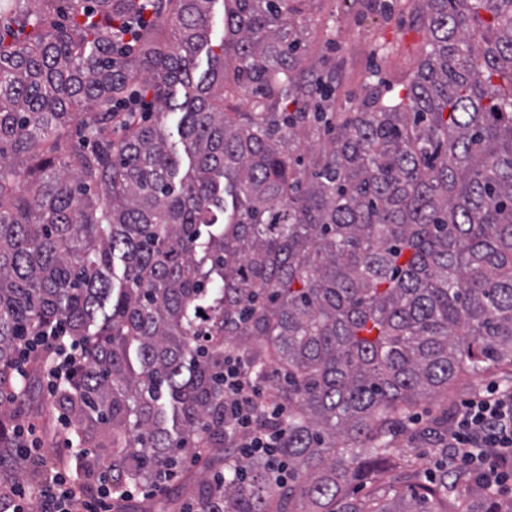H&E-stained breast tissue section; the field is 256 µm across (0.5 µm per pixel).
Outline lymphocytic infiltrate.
I'll use <instances>...</instances> for the list:
<instances>
[{
	"instance_id": "lymphocytic-infiltrate-1",
	"label": "lymphocytic infiltrate",
	"mask_w": 512,
	"mask_h": 512,
	"mask_svg": "<svg viewBox=\"0 0 512 512\" xmlns=\"http://www.w3.org/2000/svg\"><path fill=\"white\" fill-rule=\"evenodd\" d=\"M53 344L58 353L45 371L49 384L58 387L83 364L85 349L69 336L54 337ZM283 415V407L266 390L257 388L241 357L225 354L224 419L238 434L236 454L245 460L254 456L274 459L285 436L274 422ZM448 439L454 449L448 457L449 468L474 471L496 484L500 493L512 492V471L499 464L501 458L512 456V391L491 383L477 397L460 401ZM34 501L39 502L40 512H112L114 497L106 487L97 496H86L80 481L61 473L49 486L19 484L0 490V512H27Z\"/></svg>"
}]
</instances>
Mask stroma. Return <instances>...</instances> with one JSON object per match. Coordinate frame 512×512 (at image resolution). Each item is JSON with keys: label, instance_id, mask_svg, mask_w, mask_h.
Segmentation results:
<instances>
[{"label": "stroma", "instance_id": "obj_1", "mask_svg": "<svg viewBox=\"0 0 512 512\" xmlns=\"http://www.w3.org/2000/svg\"><path fill=\"white\" fill-rule=\"evenodd\" d=\"M419 7L418 0H380L379 8L371 10L360 0H308L304 62L335 71L337 111H348L362 96L369 72H376L392 85L416 72L427 43V32L416 18ZM491 381L512 384V372L507 374L497 368L484 378L459 381L447 398L423 403L416 412L427 419L452 411L460 400L478 394ZM27 383L26 394L14 402L0 404V413L17 427L37 424L42 439L40 456L80 482L96 485L101 472L96 462L111 460V449H90L87 467H77L75 457L62 451L60 412L48 404L47 379L41 368H29Z\"/></svg>", "mask_w": 512, "mask_h": 512}]
</instances>
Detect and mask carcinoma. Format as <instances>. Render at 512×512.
Segmentation results:
<instances>
[{"label": "carcinoma", "instance_id": "carcinoma-1", "mask_svg": "<svg viewBox=\"0 0 512 512\" xmlns=\"http://www.w3.org/2000/svg\"><path fill=\"white\" fill-rule=\"evenodd\" d=\"M25 2L0 4V391L19 348L61 328L88 356L55 405L112 447V492L194 448L224 471L140 512H501L464 470L424 483L409 460L376 482L410 408L512 366V0H419L413 79L348 112L300 56L299 0H155L175 41L147 26L131 48L139 0ZM226 350L288 409L286 480L257 458L238 478Z\"/></svg>", "mask_w": 512, "mask_h": 512}]
</instances>
